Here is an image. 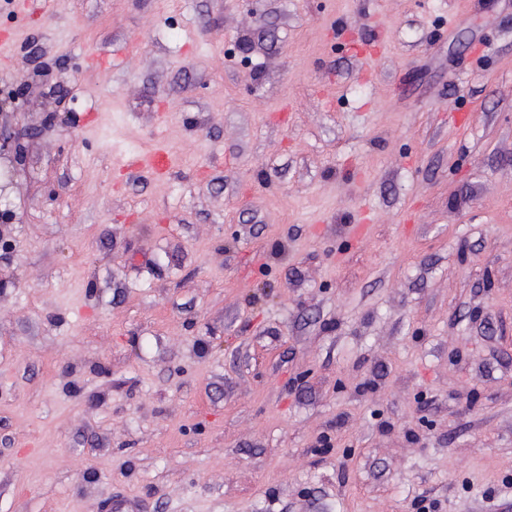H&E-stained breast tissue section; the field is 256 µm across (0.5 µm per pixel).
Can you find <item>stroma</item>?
<instances>
[{
	"label": "stroma",
	"mask_w": 512,
	"mask_h": 512,
	"mask_svg": "<svg viewBox=\"0 0 512 512\" xmlns=\"http://www.w3.org/2000/svg\"><path fill=\"white\" fill-rule=\"evenodd\" d=\"M3 29L0 512H512V0ZM122 165L131 173L146 171L162 176L172 165V155L166 143L158 142L134 157L127 158Z\"/></svg>",
	"instance_id": "obj_1"
}]
</instances>
